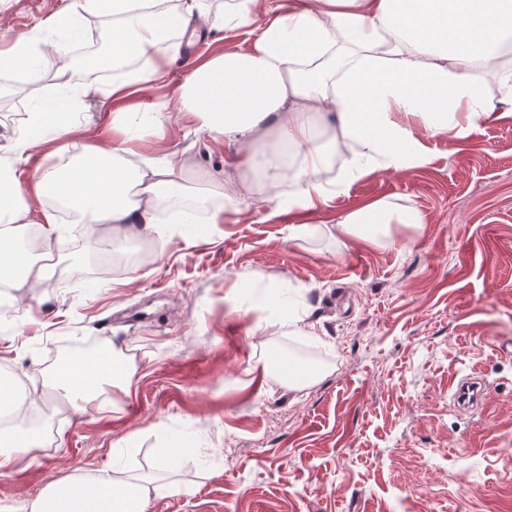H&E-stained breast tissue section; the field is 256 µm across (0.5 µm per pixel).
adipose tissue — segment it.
<instances>
[{
	"label": "adipose tissue",
	"instance_id": "1",
	"mask_svg": "<svg viewBox=\"0 0 512 512\" xmlns=\"http://www.w3.org/2000/svg\"><path fill=\"white\" fill-rule=\"evenodd\" d=\"M153 0H71L53 18L78 29L82 17L114 16L102 69H119L147 58L146 68L113 80L110 97L127 100L163 79L180 53L178 41L200 31L201 0H178L156 11ZM176 44L165 45L168 34ZM512 50V0H285L281 13L262 28L251 49L217 52L196 62L178 87L184 111L198 129L235 147L239 168H263L278 177L285 152L300 159L289 207L310 211L335 185L321 130L339 133L351 153L349 175L374 166L402 171L430 164L427 138L467 141L490 115L512 118V69L499 73V98L487 96L471 75ZM321 125L313 127L310 118ZM70 155L24 181L18 165L44 146ZM13 162L0 168V284L25 276L41 282L51 267H33L18 244L33 202L53 199L74 223L93 224L113 236H147L171 199L187 195L195 176L185 167L148 154L112 124V142L78 138L62 108L35 107L24 135L8 145ZM140 155L139 164L129 158ZM418 209L397 211L383 201L365 204L337 220L345 239L372 243L391 225L418 226ZM61 400L88 412L106 387L129 388L131 372L120 360L68 359L53 374ZM146 487L132 476L107 470L81 480L50 481L32 499L30 512H146Z\"/></svg>",
	"mask_w": 512,
	"mask_h": 512
}]
</instances>
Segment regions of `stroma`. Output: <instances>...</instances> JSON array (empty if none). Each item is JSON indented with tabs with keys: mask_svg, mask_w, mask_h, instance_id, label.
Instances as JSON below:
<instances>
[{
	"mask_svg": "<svg viewBox=\"0 0 512 512\" xmlns=\"http://www.w3.org/2000/svg\"><path fill=\"white\" fill-rule=\"evenodd\" d=\"M67 0H0V49L17 39L107 45L113 18L83 19L79 36L40 29ZM191 47L165 84L123 102L142 150L206 177L228 167L223 142L198 132L176 88ZM38 87L0 100V145L25 130L35 99L73 87L80 66L42 56ZM106 72L89 81L70 121L83 140L112 138ZM158 103L168 115L153 132ZM423 168L379 170L328 204L275 213L274 202L234 204L220 224L190 234L163 223L123 245L77 238L64 207L48 252L54 276L19 280L12 318L0 317V375L48 408L26 465L0 475V504L29 512L50 480L117 469L145 479L147 512H512V120L480 122L469 142L429 138ZM385 200L419 209L394 243H349L327 231L340 215ZM304 223L293 237L291 225ZM277 288L314 323L291 336L256 296ZM104 346L129 362V389L102 409L60 406L53 368ZM279 357L319 371L294 392L265 376ZM482 380L485 402L460 406L458 382ZM187 442L176 466L164 448Z\"/></svg>",
	"mask_w": 512,
	"mask_h": 512,
	"instance_id": "obj_1",
	"label": "stroma"
}]
</instances>
